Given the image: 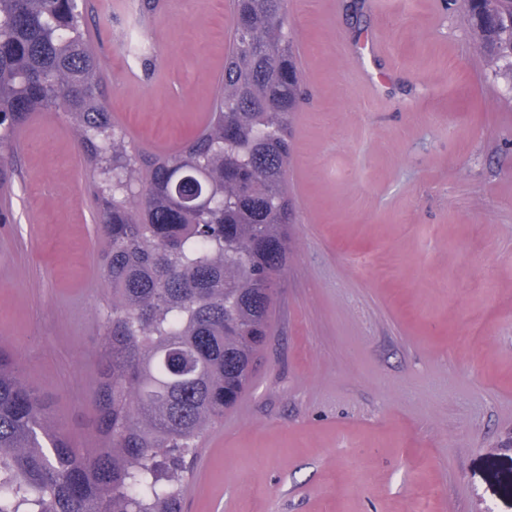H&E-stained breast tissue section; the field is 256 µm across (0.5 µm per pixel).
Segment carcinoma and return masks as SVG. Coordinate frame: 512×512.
Returning <instances> with one entry per match:
<instances>
[{"mask_svg": "<svg viewBox=\"0 0 512 512\" xmlns=\"http://www.w3.org/2000/svg\"><path fill=\"white\" fill-rule=\"evenodd\" d=\"M463 6L489 71L512 73V0ZM231 7L208 120L168 153L112 122L77 0H0V190L16 129L64 112L99 207L107 308L93 450L0 348V512H183L187 460L250 387L292 251L291 120L307 92L286 0Z\"/></svg>", "mask_w": 512, "mask_h": 512, "instance_id": "cac0c4a2", "label": "carcinoma"}]
</instances>
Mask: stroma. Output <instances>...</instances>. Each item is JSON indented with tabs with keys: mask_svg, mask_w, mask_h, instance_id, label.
<instances>
[{
	"mask_svg": "<svg viewBox=\"0 0 512 512\" xmlns=\"http://www.w3.org/2000/svg\"><path fill=\"white\" fill-rule=\"evenodd\" d=\"M88 0L113 119L173 150L210 112L228 0ZM310 94L298 221L249 391L207 431L185 512H512V107L461 0H287ZM0 345L97 441L102 236L63 113L15 137Z\"/></svg>",
	"mask_w": 512,
	"mask_h": 512,
	"instance_id": "35a3bbf8",
	"label": "stroma"
}]
</instances>
